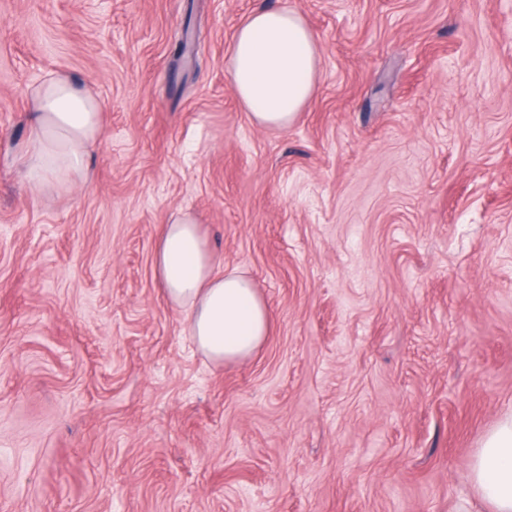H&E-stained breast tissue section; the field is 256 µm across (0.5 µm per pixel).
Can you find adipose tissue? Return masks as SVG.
<instances>
[{
	"mask_svg": "<svg viewBox=\"0 0 512 512\" xmlns=\"http://www.w3.org/2000/svg\"><path fill=\"white\" fill-rule=\"evenodd\" d=\"M229 76L242 107L257 125L284 129L312 98L320 52L297 11L265 8L238 26L229 48ZM26 178L54 176L60 184L85 170L101 129L91 89L68 76H48L32 94ZM154 273L166 298L183 314L186 331L212 362L251 356L270 332L269 310L250 278L216 271L199 224L188 214L164 225L157 238ZM468 480L491 512H512V413L490 430Z\"/></svg>",
	"mask_w": 512,
	"mask_h": 512,
	"instance_id": "1",
	"label": "adipose tissue"
}]
</instances>
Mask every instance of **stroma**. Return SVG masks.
<instances>
[{"instance_id":"1","label":"stroma","mask_w":512,"mask_h":512,"mask_svg":"<svg viewBox=\"0 0 512 512\" xmlns=\"http://www.w3.org/2000/svg\"><path fill=\"white\" fill-rule=\"evenodd\" d=\"M303 14L312 99L254 123L258 8ZM85 82L88 180L24 177L30 93ZM201 224L271 330L216 364L154 275ZM512 410V0H0V512H487ZM468 480L491 512H512V412L502 417L484 438Z\"/></svg>"}]
</instances>
